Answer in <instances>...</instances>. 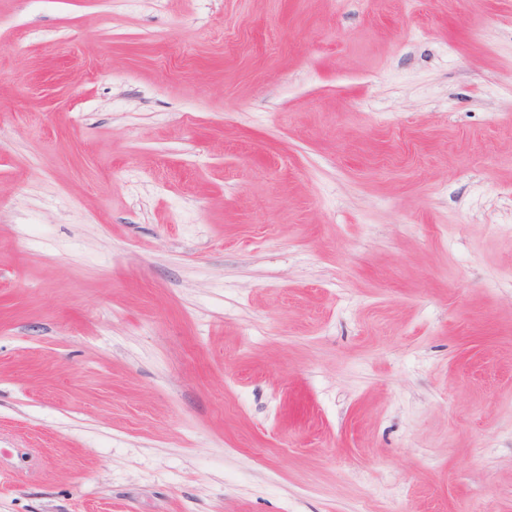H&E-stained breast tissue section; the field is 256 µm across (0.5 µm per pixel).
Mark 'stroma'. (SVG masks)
I'll list each match as a JSON object with an SVG mask.
<instances>
[{"mask_svg": "<svg viewBox=\"0 0 512 512\" xmlns=\"http://www.w3.org/2000/svg\"><path fill=\"white\" fill-rule=\"evenodd\" d=\"M0 512H512V0H0Z\"/></svg>", "mask_w": 512, "mask_h": 512, "instance_id": "stroma-1", "label": "stroma"}]
</instances>
